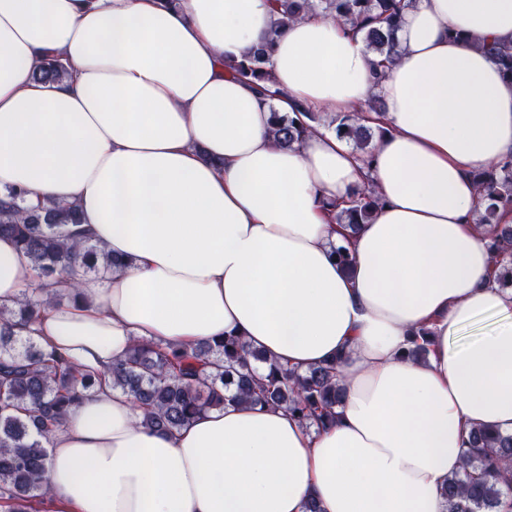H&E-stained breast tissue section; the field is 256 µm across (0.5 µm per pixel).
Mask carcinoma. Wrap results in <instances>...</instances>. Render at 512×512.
Wrapping results in <instances>:
<instances>
[{
    "instance_id": "1",
    "label": "carcinoma",
    "mask_w": 512,
    "mask_h": 512,
    "mask_svg": "<svg viewBox=\"0 0 512 512\" xmlns=\"http://www.w3.org/2000/svg\"><path fill=\"white\" fill-rule=\"evenodd\" d=\"M279 25L320 12L362 34L366 49L377 57L375 73L384 77L396 64V31L409 0H274ZM272 39L226 68L256 82L270 80L267 63L274 52ZM486 52L512 80V45L485 43ZM37 78L59 81L66 76L60 63L41 65ZM274 141L282 147L299 144L321 124V114L308 109L272 112ZM335 132L347 138L367 160L375 143L387 132L382 124L367 126L359 115L337 117ZM480 200L475 224L489 240L496 259L497 281L512 287V156L474 174ZM23 193L7 188L0 195V235L12 237L46 279L65 271L73 278L106 276L123 263L72 229L79 223L71 205L47 203L27 211L19 203ZM382 198L367 185L348 207L336 213V223L351 232L373 218ZM43 300L25 297L10 311L0 308V507L4 512H34L50 495L47 462L52 431L67 408L96 385V377L82 372L68 357L50 350L32 336H17L14 319L30 323ZM406 356L424 360L430 336L426 328L411 332ZM341 357L305 374L290 372L249 347L240 336L227 335L191 349L136 341L124 360L109 371L112 387L131 397L143 410L146 427L173 432L199 414L224 407L228 401H249L284 409L305 424L323 426L335 419L342 403L339 380ZM446 512H503L512 500V435L476 428L464 450L463 470L442 488Z\"/></svg>"
}]
</instances>
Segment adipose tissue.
<instances>
[{"mask_svg":"<svg viewBox=\"0 0 512 512\" xmlns=\"http://www.w3.org/2000/svg\"><path fill=\"white\" fill-rule=\"evenodd\" d=\"M278 20L270 0H0V190L75 205L126 262L58 284L27 335L102 374L138 339L241 336L301 372L343 358L323 428L229 403L159 433L97 388L51 437V512H445L470 431L512 434V289L472 180L512 153V82L481 48L512 43V0H412L380 81L336 21ZM270 38L274 98L224 66ZM45 62L66 77L37 81ZM376 94L373 162L321 126L291 148L270 133L272 110L359 113ZM368 182L384 203L343 240L323 203ZM44 285L0 237V306ZM422 327L429 357L406 359Z\"/></svg>","mask_w":512,"mask_h":512,"instance_id":"ef3b65f1","label":"adipose tissue"}]
</instances>
